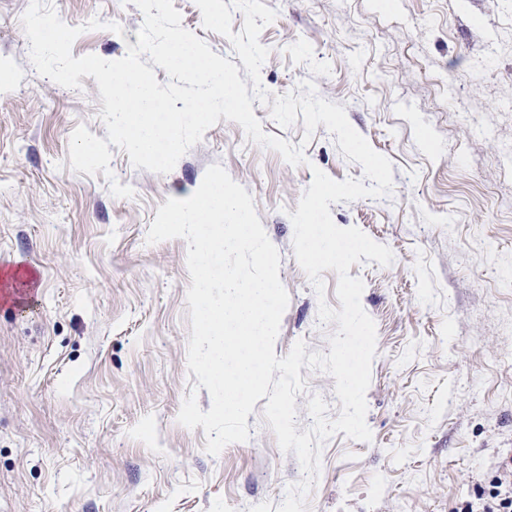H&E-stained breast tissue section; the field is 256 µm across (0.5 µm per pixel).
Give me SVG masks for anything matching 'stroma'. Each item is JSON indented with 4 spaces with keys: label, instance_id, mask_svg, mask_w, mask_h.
<instances>
[{
    "label": "stroma",
    "instance_id": "obj_1",
    "mask_svg": "<svg viewBox=\"0 0 512 512\" xmlns=\"http://www.w3.org/2000/svg\"><path fill=\"white\" fill-rule=\"evenodd\" d=\"M31 0H0V275L26 262L37 286L21 304L0 295V512H275L303 478L282 452L258 400L250 438L206 452L203 427L180 425L184 399L209 410L189 373L191 284L181 238L147 244L167 199H185L221 165L254 199L280 255L289 294L275 341L329 353L340 308L335 271L317 296L298 264L289 218L313 169L363 176L333 135L280 128L254 103L264 132L304 147L293 166L219 120L166 174L135 168L112 148L104 175L70 167L80 125L107 131L94 78L69 89L35 70L21 17ZM260 72L271 95L313 80L344 106L351 126L392 162L380 199L330 204L334 223L358 227L394 254L390 266L352 265L377 349L366 392L365 443L337 433L321 450L307 512H468L487 501L512 458V0H262ZM84 26L73 56L112 61L143 24L130 0H51ZM183 28L239 63L231 42L204 28L195 0H174ZM103 21L87 29L91 19ZM109 22L122 31L106 30ZM297 432L320 395L337 419L335 380L301 368Z\"/></svg>",
    "mask_w": 512,
    "mask_h": 512
}]
</instances>
